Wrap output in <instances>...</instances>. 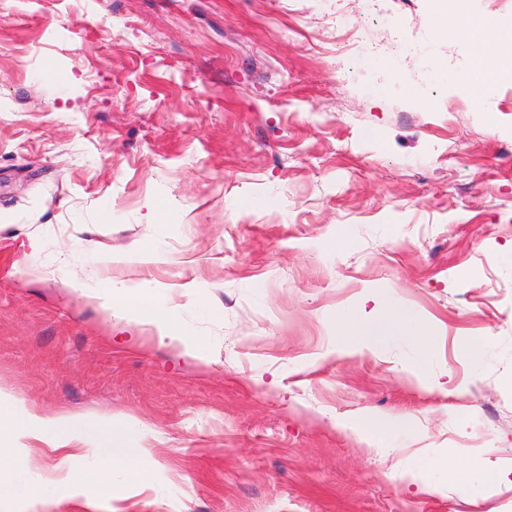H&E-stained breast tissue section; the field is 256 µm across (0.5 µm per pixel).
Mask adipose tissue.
Segmentation results:
<instances>
[{"mask_svg":"<svg viewBox=\"0 0 512 512\" xmlns=\"http://www.w3.org/2000/svg\"><path fill=\"white\" fill-rule=\"evenodd\" d=\"M432 12L438 34H453L475 48L476 54L471 66L462 71L450 70L444 59H433L429 76L451 80L460 90L476 93L480 106H487L499 80L512 77V22L496 16L469 19L453 15L445 0H432ZM95 296L121 317L154 323L162 335L183 340L187 348L203 352L202 341L191 335L180 310L168 306L158 289L129 288L101 278ZM336 321L338 348L377 356L398 345L410 346L416 355L415 375L430 379L433 337L427 322L393 295L384 294L369 312H340ZM4 423L10 428V443L7 449H0V471H10L11 477L0 479V512H12L22 501L46 508L94 489L109 497L115 474L137 473L148 466L146 449L135 447L133 439L104 418L90 420L66 412L45 417L0 394V425ZM32 439L65 451L55 475L40 482L29 481L22 471L27 443ZM75 442L82 446L76 453L70 450ZM402 467L413 482L436 491L455 480L478 495L502 477L501 471L482 457L451 465L440 461L416 466L406 461Z\"/></svg>","mask_w":512,"mask_h":512,"instance_id":"1","label":"adipose tissue"}]
</instances>
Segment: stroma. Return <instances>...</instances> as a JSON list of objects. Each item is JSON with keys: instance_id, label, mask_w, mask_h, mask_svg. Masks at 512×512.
<instances>
[{"instance_id": "obj_1", "label": "stroma", "mask_w": 512, "mask_h": 512, "mask_svg": "<svg viewBox=\"0 0 512 512\" xmlns=\"http://www.w3.org/2000/svg\"><path fill=\"white\" fill-rule=\"evenodd\" d=\"M473 55L427 0H0V391L150 454L54 512H512L396 467L512 465V80L485 114L418 63ZM102 254L204 355L47 276ZM386 291L429 321L434 387L408 347L336 350L337 312ZM369 411L409 436L377 453Z\"/></svg>"}]
</instances>
